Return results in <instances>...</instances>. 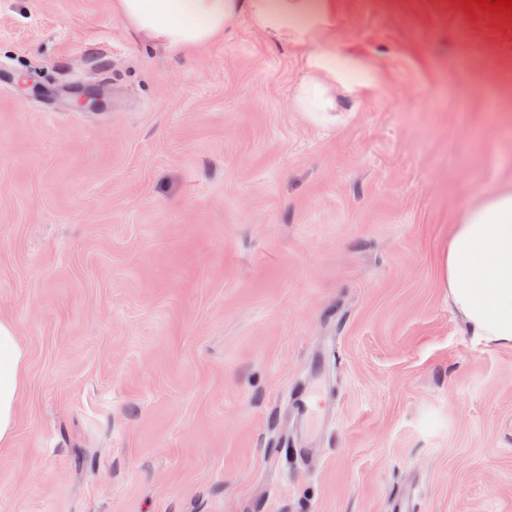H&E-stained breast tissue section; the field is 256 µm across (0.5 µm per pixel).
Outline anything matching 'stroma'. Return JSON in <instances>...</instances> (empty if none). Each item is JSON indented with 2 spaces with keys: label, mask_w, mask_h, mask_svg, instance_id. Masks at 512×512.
Segmentation results:
<instances>
[{
  "label": "stroma",
  "mask_w": 512,
  "mask_h": 512,
  "mask_svg": "<svg viewBox=\"0 0 512 512\" xmlns=\"http://www.w3.org/2000/svg\"><path fill=\"white\" fill-rule=\"evenodd\" d=\"M113 3L0 0V512H512V347L440 278L463 206L512 186V11L331 0L322 38L379 85L320 121L301 46L240 17L173 52ZM24 353L12 327L0 321V447L11 445ZM322 365L319 359L311 364L308 383L296 390L292 406L296 415L297 433L301 447L293 448L296 458L307 461L312 454V434L322 418H326L330 398L322 387Z\"/></svg>",
  "instance_id": "1"
}]
</instances>
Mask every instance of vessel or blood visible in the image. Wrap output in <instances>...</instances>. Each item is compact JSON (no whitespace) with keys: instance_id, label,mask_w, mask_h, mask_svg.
Returning <instances> with one entry per match:
<instances>
[{"instance_id":"obj_1","label":"vessel or blood","mask_w":512,"mask_h":512,"mask_svg":"<svg viewBox=\"0 0 512 512\" xmlns=\"http://www.w3.org/2000/svg\"><path fill=\"white\" fill-rule=\"evenodd\" d=\"M329 403L330 398L325 395L322 387V365L320 361H313L308 383L296 390L292 398L300 442L299 448L295 450L296 458L309 460L312 454V434L318 422L326 417Z\"/></svg>"}]
</instances>
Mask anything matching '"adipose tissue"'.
Masks as SVG:
<instances>
[{"label": "adipose tissue", "mask_w": 512, "mask_h": 512, "mask_svg": "<svg viewBox=\"0 0 512 512\" xmlns=\"http://www.w3.org/2000/svg\"><path fill=\"white\" fill-rule=\"evenodd\" d=\"M115 9L137 33L172 51L206 45L243 14L270 40L305 46L292 96L298 112L337 111L338 95L356 102L377 85L364 59L318 37L330 0H116ZM442 276L472 334L512 346V188L484 191L463 209L442 258ZM23 358L12 327L0 321L1 448L12 441Z\"/></svg>", "instance_id": "obj_1"}]
</instances>
